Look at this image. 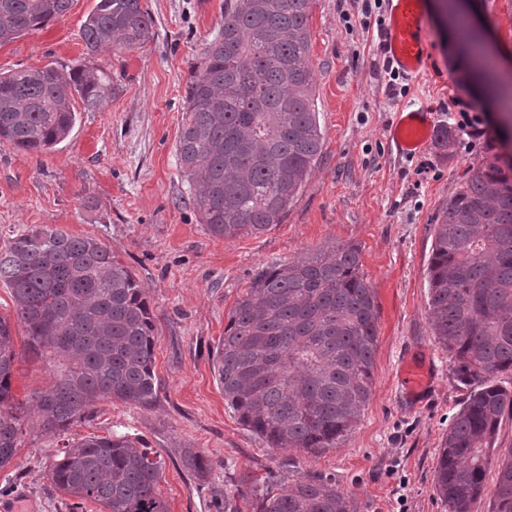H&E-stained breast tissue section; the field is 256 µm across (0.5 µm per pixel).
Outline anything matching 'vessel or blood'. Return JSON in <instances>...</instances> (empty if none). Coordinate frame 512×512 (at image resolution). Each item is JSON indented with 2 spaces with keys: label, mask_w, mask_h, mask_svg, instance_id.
<instances>
[{
  "label": "vessel or blood",
  "mask_w": 512,
  "mask_h": 512,
  "mask_svg": "<svg viewBox=\"0 0 512 512\" xmlns=\"http://www.w3.org/2000/svg\"><path fill=\"white\" fill-rule=\"evenodd\" d=\"M428 30L423 0H389L382 45L385 56L401 75L416 78L426 69ZM434 113L425 107L403 108L389 129V145L400 156H411L430 143Z\"/></svg>",
  "instance_id": "1"
}]
</instances>
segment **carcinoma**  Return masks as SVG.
Listing matches in <instances>:
<instances>
[{"instance_id":"carcinoma-1","label":"carcinoma","mask_w":512,"mask_h":512,"mask_svg":"<svg viewBox=\"0 0 512 512\" xmlns=\"http://www.w3.org/2000/svg\"><path fill=\"white\" fill-rule=\"evenodd\" d=\"M72 0H0V45L64 16ZM311 0H224V26L194 66L176 145L201 223L214 237L258 234L281 223L323 145L309 65ZM141 0H98L82 39L87 56L153 40ZM471 55L480 41L464 25ZM112 76L80 62L0 73V146L46 152L78 120L112 97ZM428 309L458 382L470 388L435 469L448 512H472L483 492L496 435L512 393L497 384L512 372V167L468 169L433 225ZM361 251L330 245L259 273L233 308L216 355L224 401L271 448L319 453L337 448L359 422L374 383L379 308L360 272ZM0 284L9 288L28 344L58 368L38 396L40 427L58 435L100 399L147 408L158 395L155 324L144 288L103 242L33 226L0 249ZM19 358L0 316V467L23 433L12 394ZM186 465H210L195 448ZM163 461L129 434L87 436L61 451L52 483L107 512H166ZM260 512H354L330 479L308 473L295 487L264 496ZM493 512H512V448L503 454Z\"/></svg>"}]
</instances>
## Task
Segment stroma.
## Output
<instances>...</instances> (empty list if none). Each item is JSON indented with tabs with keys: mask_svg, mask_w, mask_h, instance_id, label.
<instances>
[{
	"mask_svg": "<svg viewBox=\"0 0 512 512\" xmlns=\"http://www.w3.org/2000/svg\"><path fill=\"white\" fill-rule=\"evenodd\" d=\"M97 0H72L46 26L0 46V72L68 66L83 60L82 27ZM153 41L95 64L112 72L115 92L99 109L80 111L68 139L45 154L0 146V249L35 225L104 242L146 291L154 314L158 397L148 408L120 400L93 405L60 438L39 429L36 400L57 380L56 368L13 327L19 358L12 387L25 408L24 434L0 468V502L36 512H70L71 500L50 480L62 446L89 435L140 438L164 462L160 484L168 512H224V489L246 472L279 494L307 473L333 478L355 512H448L435 484L443 439L468 391L450 370L433 334L427 268L432 227L468 168L512 165V128L501 125L496 95L466 81L484 109L490 136L469 145L453 134L451 149L431 141L400 157L386 139L398 109L425 106L437 129L459 89L453 69L476 64L457 41L456 25L437 0H426L427 69L391 95L377 31H346L339 0H312L309 64L323 149L281 224L260 234L209 235L175 155L191 70L224 24V0H142ZM482 28L498 53L512 48V0H479ZM427 173H418L420 164ZM336 243L361 250V272L379 305L371 399L339 447L313 455L272 449L243 426L224 401L215 370L230 314L256 275ZM430 373L425 395L401 381L407 364ZM195 448L211 464L199 476L184 463Z\"/></svg>",
	"mask_w": 512,
	"mask_h": 512,
	"instance_id": "stroma-1",
	"label": "stroma"
}]
</instances>
